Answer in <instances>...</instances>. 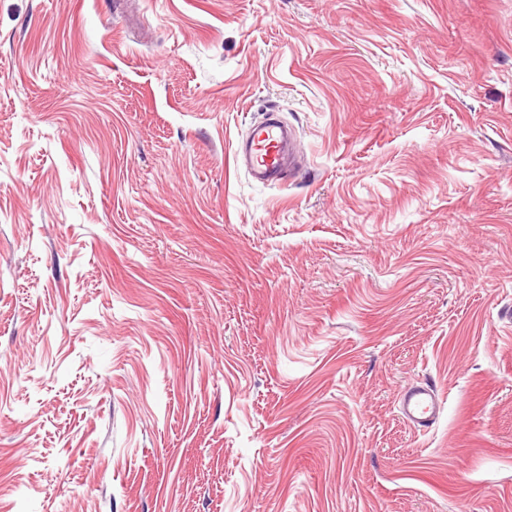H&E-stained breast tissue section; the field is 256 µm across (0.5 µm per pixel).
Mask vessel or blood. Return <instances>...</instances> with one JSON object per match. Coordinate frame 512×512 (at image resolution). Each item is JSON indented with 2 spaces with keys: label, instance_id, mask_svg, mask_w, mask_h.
Listing matches in <instances>:
<instances>
[{
  "label": "vessel or blood",
  "instance_id": "b4317fda",
  "mask_svg": "<svg viewBox=\"0 0 512 512\" xmlns=\"http://www.w3.org/2000/svg\"><path fill=\"white\" fill-rule=\"evenodd\" d=\"M295 129L273 116L254 121L247 137L239 142L235 157L255 181L266 186H279L292 176L298 166L294 143ZM439 410V397L430 386H416L402 393L400 411L418 428L429 427Z\"/></svg>",
  "mask_w": 512,
  "mask_h": 512
}]
</instances>
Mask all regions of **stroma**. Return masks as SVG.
<instances>
[{"instance_id":"stroma-1","label":"stroma","mask_w":512,"mask_h":512,"mask_svg":"<svg viewBox=\"0 0 512 512\" xmlns=\"http://www.w3.org/2000/svg\"><path fill=\"white\" fill-rule=\"evenodd\" d=\"M511 307L512 0H0V512H512ZM265 114L254 121L247 138L238 142L235 157L255 181L279 186L298 169L294 151L297 132L278 118ZM439 397L430 386L410 388L400 397V411L404 418L417 428H428L439 410Z\"/></svg>"}]
</instances>
